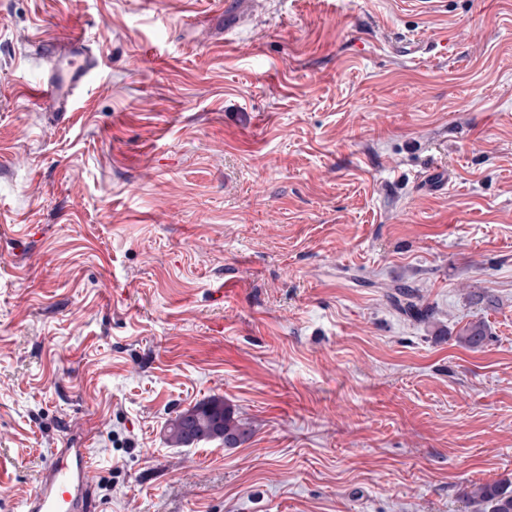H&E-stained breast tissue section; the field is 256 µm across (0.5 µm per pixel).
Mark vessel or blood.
<instances>
[{
  "label": "vessel or blood",
  "instance_id": "obj_1",
  "mask_svg": "<svg viewBox=\"0 0 512 512\" xmlns=\"http://www.w3.org/2000/svg\"><path fill=\"white\" fill-rule=\"evenodd\" d=\"M53 67L38 92L52 111H72L74 95L94 67V58L82 35H72L61 46L48 48ZM95 463L86 448H58L40 470L37 486L25 503V512H101L96 503Z\"/></svg>",
  "mask_w": 512,
  "mask_h": 512
}]
</instances>
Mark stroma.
Returning a JSON list of instances; mask_svg holds the SVG:
<instances>
[{
	"mask_svg": "<svg viewBox=\"0 0 512 512\" xmlns=\"http://www.w3.org/2000/svg\"><path fill=\"white\" fill-rule=\"evenodd\" d=\"M211 397L252 437L170 446ZM85 439L103 512L512 481V0H0V512ZM46 51L54 65L41 81L38 92L40 99L51 105L52 112L64 115L73 111L75 92L86 83L95 67L94 58L81 33L72 35L64 45Z\"/></svg>",
	"mask_w": 512,
	"mask_h": 512,
	"instance_id": "obj_1",
	"label": "stroma"
}]
</instances>
